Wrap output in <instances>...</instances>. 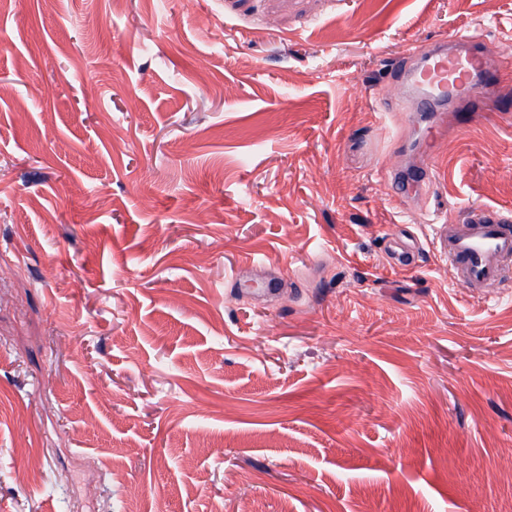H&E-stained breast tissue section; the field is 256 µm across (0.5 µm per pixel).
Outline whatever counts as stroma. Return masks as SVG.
Masks as SVG:
<instances>
[{
    "label": "stroma",
    "instance_id": "obj_1",
    "mask_svg": "<svg viewBox=\"0 0 512 512\" xmlns=\"http://www.w3.org/2000/svg\"><path fill=\"white\" fill-rule=\"evenodd\" d=\"M455 30L512 0H0V512H512V276L443 255L512 124L386 176ZM433 148L434 142L432 140L419 143L415 150L427 152L426 157L407 169H398L392 173V177L398 183L402 195L415 193L433 180L429 157Z\"/></svg>",
    "mask_w": 512,
    "mask_h": 512
}]
</instances>
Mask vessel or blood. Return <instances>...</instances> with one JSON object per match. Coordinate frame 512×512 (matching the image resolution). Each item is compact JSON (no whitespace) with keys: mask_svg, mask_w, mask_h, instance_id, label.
I'll list each match as a JSON object with an SVG mask.
<instances>
[{"mask_svg":"<svg viewBox=\"0 0 512 512\" xmlns=\"http://www.w3.org/2000/svg\"><path fill=\"white\" fill-rule=\"evenodd\" d=\"M503 75L502 61L486 54L474 37L449 33L446 42L412 53L403 73L404 85L419 90L413 122L428 116L439 123L453 120L466 129L490 107L499 117H512V99L501 93ZM418 148L425 152V159L392 174L405 195L433 179L428 154L434 144L425 141ZM444 250L455 284L468 288L499 284L504 263L512 258V213L492 207L470 209L462 222L448 223Z\"/></svg>","mask_w":512,"mask_h":512,"instance_id":"vessel-or-blood-1","label":"vessel or blood"}]
</instances>
